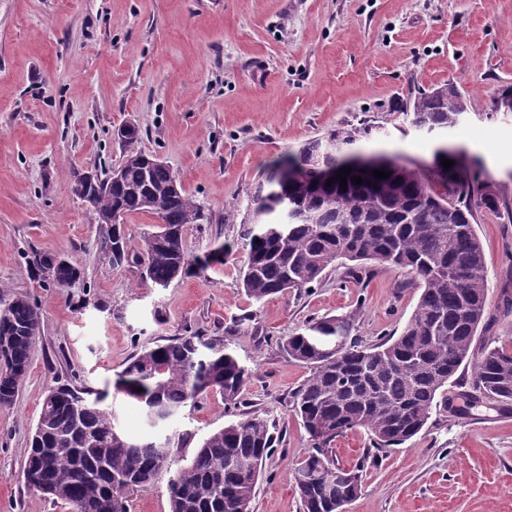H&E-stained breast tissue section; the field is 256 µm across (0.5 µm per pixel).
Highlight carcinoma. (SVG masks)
Instances as JSON below:
<instances>
[{
	"label": "carcinoma",
	"instance_id": "1",
	"mask_svg": "<svg viewBox=\"0 0 512 512\" xmlns=\"http://www.w3.org/2000/svg\"><path fill=\"white\" fill-rule=\"evenodd\" d=\"M411 125L427 134L456 126L467 112L463 91L453 82L419 88L409 101ZM359 131L329 134L283 156L265 178V191L253 197L247 258L240 286L261 302L289 289L309 288L325 271L348 267L360 278L372 261L413 276L421 290L401 332L362 348L350 336V323L336 317L309 323L288 337V356L309 366L310 376L292 395L295 415L309 435L310 448L294 471L304 512H340L357 498L370 454L352 467L336 462L337 438L362 429L372 448L401 446L419 434L433 409H451L445 387L467 364L470 389L460 393L470 406H512V348L474 346L484 325L487 265L473 221L478 209L498 207V192L487 184L476 192L457 166L427 173L395 157L386 179L353 171L326 185L322 174L349 166ZM121 179L93 182L75 177V193L96 220L114 213L148 212L159 230L132 249L123 225L97 243L100 259L119 268L140 267L141 278L167 287L191 269L205 270L224 246L190 260L183 240L188 224L201 220L197 200L172 169L134 148ZM360 176L363 184L351 181ZM260 243H255V240ZM28 265L44 285L62 288L84 277V268L65 258L48 275L33 257ZM40 313L19 295L0 308V409L15 404L34 352ZM251 370L222 340L180 336L134 355L114 382L116 392L137 401L148 418L165 420L211 391L237 405ZM107 393L68 384L46 392L30 441L23 475L39 495L66 505L68 512H128L127 493L151 488L159 475L167 482L169 512H251L263 462L275 437L267 420L246 416L211 432L191 460L176 465L167 443L133 440L116 424Z\"/></svg>",
	"mask_w": 512,
	"mask_h": 512
}]
</instances>
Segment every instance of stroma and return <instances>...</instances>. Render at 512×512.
<instances>
[{"mask_svg": "<svg viewBox=\"0 0 512 512\" xmlns=\"http://www.w3.org/2000/svg\"><path fill=\"white\" fill-rule=\"evenodd\" d=\"M460 85L468 111L448 139L480 161L500 191L479 210L488 268L482 340L512 338V112L493 101L512 86V0H0V303L29 296L40 335L12 409L0 410V512H66L26 488L28 439L48 387L107 393L133 439H168L180 463L242 413L273 423L252 512H303L293 473L309 436L292 393L309 376L286 336L324 317L347 318L361 346L399 334L420 291L379 263L367 276L327 271L311 288L268 300L238 285L245 219L272 162L311 138L362 128L359 148L431 161L436 135L405 112L410 86ZM139 131L203 212L186 225L189 257L223 247L224 260L167 287L137 266L96 255L105 225L74 191V175L110 172ZM236 206L237 222L225 221ZM61 255L86 278L43 287L27 262ZM191 333L220 339L253 371L238 407L203 397L149 426L140 406L113 395L125 362L143 348ZM348 512H512V407L434 411L408 443L378 453Z\"/></svg>", "mask_w": 512, "mask_h": 512, "instance_id": "1", "label": "stroma"}]
</instances>
